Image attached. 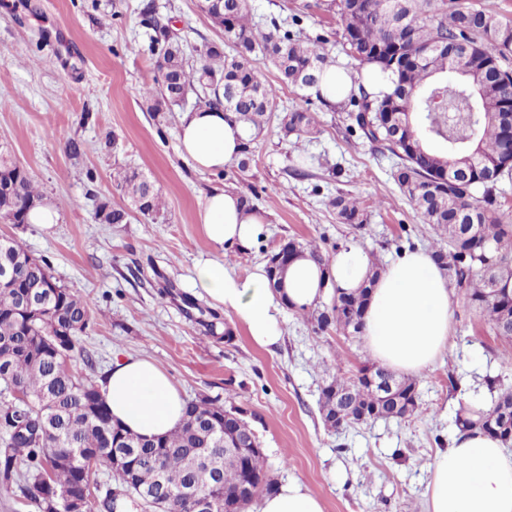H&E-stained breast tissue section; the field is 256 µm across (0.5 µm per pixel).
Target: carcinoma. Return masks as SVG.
<instances>
[{
    "mask_svg": "<svg viewBox=\"0 0 512 512\" xmlns=\"http://www.w3.org/2000/svg\"><path fill=\"white\" fill-rule=\"evenodd\" d=\"M326 11L341 20L345 55L362 66H376L393 84L386 92L377 82L343 68L350 87L343 100L331 102L316 87L335 63L322 41L300 37L301 18H270L268 30L255 33L246 0H211L204 12L224 30L223 45L201 51L188 64L182 43L142 9L151 30L149 52L156 57L161 81L145 87L142 97L154 119L167 118L171 107L195 96L196 105L222 108L250 135L239 167L247 165L253 144L277 111V90L252 66L255 52L268 57L284 83L314 91L333 112L346 113V131L357 134L395 158L393 178L404 196L432 226L430 250L449 286L492 331L512 340V224L501 212V184L512 179V25L495 13L464 6L460 0H327ZM471 44L462 60H448V45ZM283 135L305 139L318 133L316 115L293 110L278 116ZM433 140L443 145L428 147ZM114 183L131 207L150 216L160 213L159 191L140 171L125 168ZM44 203L39 185L0 147V217L28 213ZM343 224L366 223L356 199L338 193L329 200ZM129 210L107 202L98 206L105 224H125ZM306 254L319 264L329 261L315 241L290 240L268 266L270 287L281 288L288 264ZM25 266L27 291L43 298L40 315L18 312L21 289L0 288V483H22L39 512H69L66 495L91 487L90 475L104 467L112 487L99 507L149 508L165 501V512H194L196 498L213 500L216 512H244L250 500L239 488L250 484L255 495L274 491L264 453L237 458L224 449V429L242 445L259 444L243 412L218 398L186 402L183 423L170 433L147 439L112 421L97 382L73 366L77 336L93 321L90 304L55 281L57 291L41 287L51 271L45 258L33 256L22 242L0 237V264ZM371 264L367 281L353 293L330 295L316 318L320 332L362 334L371 287L378 278ZM386 371L364 365L351 377L332 375L322 389L320 411L334 428L378 419H403L419 410L416 381L398 378L402 401L381 400L369 377ZM491 403L463 402L455 418L462 431L480 429L505 442L512 440V389L496 388Z\"/></svg>",
    "mask_w": 512,
    "mask_h": 512,
    "instance_id": "1",
    "label": "carcinoma"
}]
</instances>
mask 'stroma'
Listing matches in <instances>:
<instances>
[{"label": "stroma", "instance_id": "obj_1", "mask_svg": "<svg viewBox=\"0 0 512 512\" xmlns=\"http://www.w3.org/2000/svg\"><path fill=\"white\" fill-rule=\"evenodd\" d=\"M148 1L187 54L223 43V30L198 0H0V138L10 141L17 164L58 214L49 229L0 222V235L16 236L48 259L55 277L90 302L95 321L79 345L95 378L114 359L148 357L184 398L218 397L243 410L275 485L300 481L324 512H423L430 465L438 448L452 443L460 401L473 395L490 401L489 377L512 388V340L490 332L455 296L448 349L416 376L427 417L328 428L322 389L332 374L349 377L373 363L364 339L315 332L285 308L280 341L260 347L234 311L196 287V264L220 259L243 277L288 240L319 238L325 252L353 243L386 263L397 246H426L433 233L395 183L392 159L349 136L343 113L282 84L261 55L255 68L277 87L280 109L317 113L316 139L284 137L273 122L259 135L246 171L234 164L218 174L194 169L178 138L180 117L193 102L174 107L160 123L140 96L158 76L141 17ZM247 6L261 23L300 16L304 34L324 39L338 55L341 26L321 0H247ZM73 142L79 155L69 151ZM302 154L340 164L343 172L335 177L316 166L311 176H289ZM119 168L154 181L165 201L161 215L134 211L127 223H101L100 203H126L112 182ZM218 187L259 193L256 205L267 224L249 253L221 252L203 233V197ZM340 191L364 203L363 229L337 220L329 200Z\"/></svg>", "mask_w": 512, "mask_h": 512}]
</instances>
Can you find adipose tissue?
Here are the masks:
<instances>
[{
	"label": "adipose tissue",
	"instance_id": "1",
	"mask_svg": "<svg viewBox=\"0 0 512 512\" xmlns=\"http://www.w3.org/2000/svg\"><path fill=\"white\" fill-rule=\"evenodd\" d=\"M248 136L223 111L199 108L183 113L179 139L183 156L196 168L223 171L238 159ZM201 222L218 249L251 250L266 220L245 212L238 193L224 188L205 198ZM369 270L367 254L355 244L318 265L301 257L285 270L280 291H273L263 267L238 277L223 262L206 260L195 267V280L211 299L235 311L260 346L278 342V315L284 305L311 307L332 289L359 288ZM448 279L430 253L417 248L396 256L375 281L364 314V338L372 356L396 372L417 373L444 351L451 328ZM114 422L143 437L162 436L183 420L185 400L169 375L145 357L115 361L100 383ZM425 512H512V454L500 439L470 430L431 464ZM258 512H324L320 499L291 482L265 496Z\"/></svg>",
	"mask_w": 512,
	"mask_h": 512
}]
</instances>
